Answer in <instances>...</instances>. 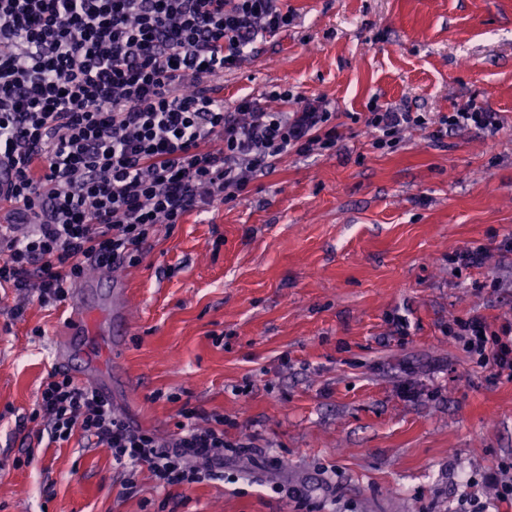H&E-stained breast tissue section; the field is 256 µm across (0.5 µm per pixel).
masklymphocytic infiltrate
I'll list each match as a JSON object with an SVG mask.
<instances>
[{
    "label": "lymphocytic infiltrate",
    "mask_w": 512,
    "mask_h": 512,
    "mask_svg": "<svg viewBox=\"0 0 512 512\" xmlns=\"http://www.w3.org/2000/svg\"><path fill=\"white\" fill-rule=\"evenodd\" d=\"M292 20L279 0H0V159L15 170L0 197L15 214L0 225V288L63 304L89 269L140 263L159 226L235 199L288 155L335 147L326 100L286 89L272 94L277 110L250 96L224 109L225 69ZM365 124L383 149L412 127L435 139L448 126L494 132L499 116L474 105L434 122L373 107ZM448 340L493 381H512L511 317L495 328L455 320ZM181 416L177 435L159 440L57 370L31 413L52 441L81 433L162 488L223 478L225 453L262 452L249 435L227 442L222 417Z\"/></svg>",
    "instance_id": "lymphocytic-infiltrate-1"
}]
</instances>
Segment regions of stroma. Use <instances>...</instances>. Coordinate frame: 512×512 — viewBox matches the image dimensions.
<instances>
[{
	"mask_svg": "<svg viewBox=\"0 0 512 512\" xmlns=\"http://www.w3.org/2000/svg\"><path fill=\"white\" fill-rule=\"evenodd\" d=\"M283 5L288 30L225 70L224 108L285 88L328 100L340 137L160 229L120 271L129 328L108 367L135 426L166 440L199 408L287 471L244 457L223 480L164 489L80 437L46 444L28 416L58 366L63 309L13 293L0 298V512H459L466 492L512 512L490 480L512 462V382L445 334L457 317L512 316V252L498 248L512 237V0ZM470 100L499 113L496 133L407 129L379 150L356 119ZM481 245L480 266L455 262Z\"/></svg>",
	"mask_w": 512,
	"mask_h": 512,
	"instance_id": "35a3bbf8",
	"label": "stroma"
}]
</instances>
